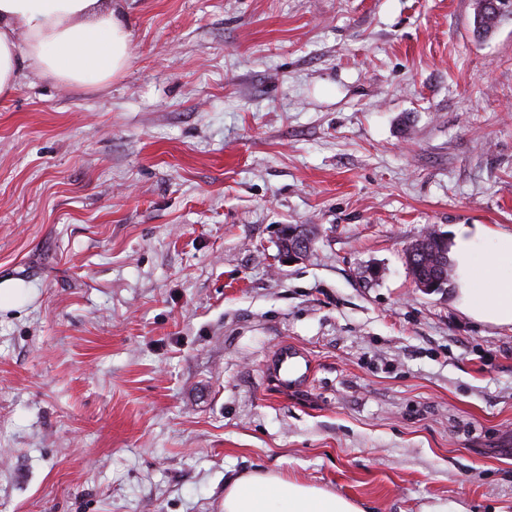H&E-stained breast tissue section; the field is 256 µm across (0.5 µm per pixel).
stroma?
<instances>
[{
  "label": "stroma",
  "mask_w": 512,
  "mask_h": 512,
  "mask_svg": "<svg viewBox=\"0 0 512 512\" xmlns=\"http://www.w3.org/2000/svg\"><path fill=\"white\" fill-rule=\"evenodd\" d=\"M131 63L0 101V512H512V328L416 288L512 230V19L474 0H124ZM319 228L302 261L278 229ZM314 363L281 394L280 343ZM224 512H367L346 497L272 471L238 476L224 488Z\"/></svg>",
  "instance_id": "obj_1"
}]
</instances>
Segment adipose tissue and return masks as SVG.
<instances>
[{"label":"adipose tissue","mask_w":512,"mask_h":512,"mask_svg":"<svg viewBox=\"0 0 512 512\" xmlns=\"http://www.w3.org/2000/svg\"><path fill=\"white\" fill-rule=\"evenodd\" d=\"M131 42L120 0H0V98L17 91L26 67L68 85L106 83L128 68ZM448 257L457 307L476 322L512 327V230L457 225ZM224 512L367 510L335 492L254 471L226 485Z\"/></svg>","instance_id":"1"}]
</instances>
